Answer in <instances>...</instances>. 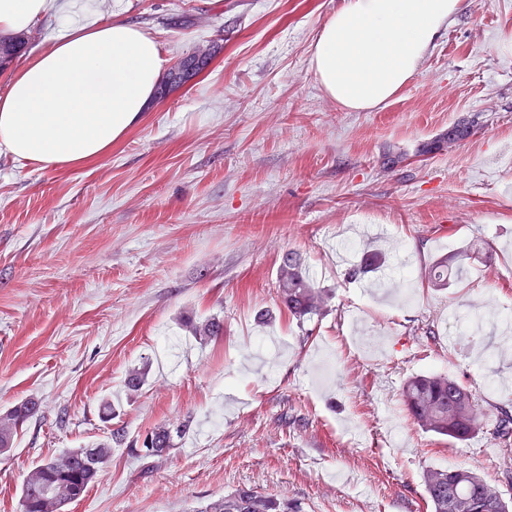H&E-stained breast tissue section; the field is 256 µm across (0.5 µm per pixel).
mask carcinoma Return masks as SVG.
Segmentation results:
<instances>
[{"mask_svg": "<svg viewBox=\"0 0 512 512\" xmlns=\"http://www.w3.org/2000/svg\"><path fill=\"white\" fill-rule=\"evenodd\" d=\"M22 43L0 44V70L7 68L20 52ZM461 138L470 135V126L460 120L448 128V137L431 142L422 151L430 154L443 145H455L454 134ZM384 259L365 256L359 264L349 269L348 278L361 277L378 270ZM452 268L448 259L437 260L428 270L427 280L433 287L448 285ZM277 296L288 313L301 320L321 311L326 302L323 290L306 274L300 259L287 253L279 266ZM186 330L195 339L207 343L224 335V320L211 317L197 321L187 315L183 319ZM146 370L130 369L124 386L128 394H136L146 384ZM402 398L410 418L429 432L447 436L457 441L469 439L483 428L472 393L455 380L441 374L417 375L402 388ZM40 409L33 398H25L0 411V452L13 447L23 426ZM182 425L172 428L158 425L148 431L139 452L146 456H161L176 446L175 438L185 431ZM124 440V433H111V441L100 442L90 448H72L63 456L41 461L30 472L21 490L20 512H63L70 503L81 500L99 473L112 457L111 443ZM423 486L431 512H507L506 502L499 488L478 474L466 469L429 468L423 475ZM199 512H300L299 507L286 500L269 496L252 488H241L214 500Z\"/></svg>", "mask_w": 512, "mask_h": 512, "instance_id": "obj_1", "label": "carcinoma"}]
</instances>
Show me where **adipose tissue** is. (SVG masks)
<instances>
[{"label":"adipose tissue","mask_w":512,"mask_h":512,"mask_svg":"<svg viewBox=\"0 0 512 512\" xmlns=\"http://www.w3.org/2000/svg\"><path fill=\"white\" fill-rule=\"evenodd\" d=\"M49 0H0V31L41 20ZM466 0H343L319 28L311 66L349 112L385 107L418 72ZM163 67L159 43L125 21L74 26L0 93V153L43 169L101 160L146 111Z\"/></svg>","instance_id":"1"}]
</instances>
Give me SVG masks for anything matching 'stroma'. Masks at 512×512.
<instances>
[{
  "instance_id": "1",
  "label": "stroma",
  "mask_w": 512,
  "mask_h": 512,
  "mask_svg": "<svg viewBox=\"0 0 512 512\" xmlns=\"http://www.w3.org/2000/svg\"><path fill=\"white\" fill-rule=\"evenodd\" d=\"M73 2L140 27L165 71L212 60L154 95L105 159L0 155V409L40 402L0 455V512H19L43 459L117 428L126 443L64 512H199L243 487L303 512H429V468L511 488L493 431L512 415V338L494 319L512 308V55L498 49L512 0H467L371 112L341 109L311 68L342 0ZM464 118L467 139L420 154ZM476 241L457 280L428 286L434 260ZM369 248L383 269L347 279ZM289 252L328 296L305 321L277 298ZM186 312L223 318V336L199 343ZM132 367L148 377L130 396ZM429 373L476 395L470 440L408 418L400 388ZM159 424L187 430L166 455L132 454ZM210 54L197 53L182 60L181 66L173 72V80L177 83H186L197 75L207 64Z\"/></svg>"
}]
</instances>
